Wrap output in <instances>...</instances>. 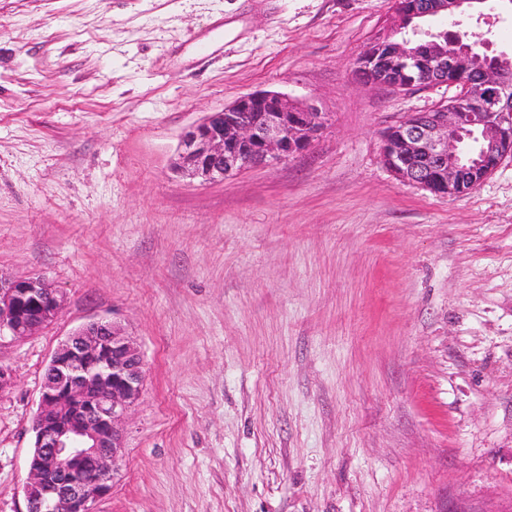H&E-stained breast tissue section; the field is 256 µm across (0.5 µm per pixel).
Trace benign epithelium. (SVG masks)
Instances as JSON below:
<instances>
[{"label":"benign epithelium","mask_w":512,"mask_h":512,"mask_svg":"<svg viewBox=\"0 0 512 512\" xmlns=\"http://www.w3.org/2000/svg\"><path fill=\"white\" fill-rule=\"evenodd\" d=\"M485 0H393L397 26L413 38L383 35L389 62L403 67L424 51L431 84L457 89L452 101L414 114L391 128L382 150L395 178L427 190L453 186L465 168L466 139L479 135L480 159L473 169L486 178L512 157V58L482 57L471 47L438 45L427 19L479 10ZM377 56L363 57L361 79L378 84ZM325 122L314 107L281 93L244 96L214 112L182 136L176 167L203 183L221 182L245 168L270 165L305 151ZM63 297L44 277L0 275V339H23L50 324ZM144 382L143 356L116 324L93 321L55 349L41 384L32 423L33 452L24 487L25 512H96L112 489L123 456L124 427Z\"/></svg>","instance_id":"7a95c632"}]
</instances>
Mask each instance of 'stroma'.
I'll return each mask as SVG.
<instances>
[{
	"mask_svg": "<svg viewBox=\"0 0 512 512\" xmlns=\"http://www.w3.org/2000/svg\"><path fill=\"white\" fill-rule=\"evenodd\" d=\"M391 0H0V272L64 296L0 340V512H23L60 343L145 363L97 512H512V157L467 194L398 182L385 132L453 89L356 75ZM512 53V12L445 24ZM275 91L311 148L203 184L183 132Z\"/></svg>",
	"mask_w": 512,
	"mask_h": 512,
	"instance_id": "35a3bbf8",
	"label": "stroma"
}]
</instances>
